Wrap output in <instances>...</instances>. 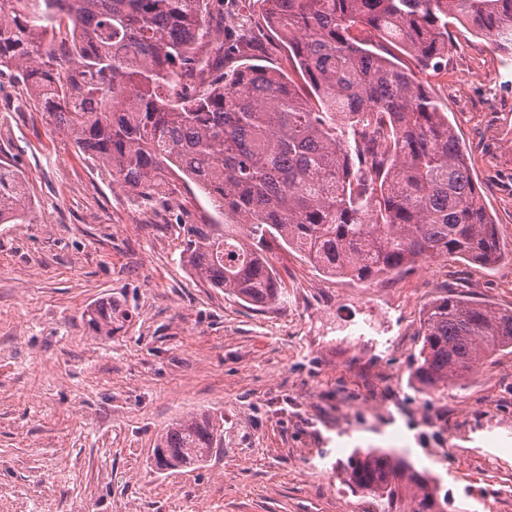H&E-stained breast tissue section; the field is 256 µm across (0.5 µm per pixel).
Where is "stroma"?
<instances>
[{
    "instance_id": "1",
    "label": "stroma",
    "mask_w": 512,
    "mask_h": 512,
    "mask_svg": "<svg viewBox=\"0 0 512 512\" xmlns=\"http://www.w3.org/2000/svg\"><path fill=\"white\" fill-rule=\"evenodd\" d=\"M265 8L210 5L246 24L232 65L292 74ZM419 78L471 158L503 259L434 256L362 283L277 249L288 300L258 312L181 261L180 225L218 219L193 182L132 200L0 72V164L33 203L30 223L0 224V512H367L378 498L336 470L355 448L398 449L465 512H512V348L440 399L410 379L431 300L512 308V55L457 26L447 70ZM108 298L129 320L97 336L82 313ZM201 412L223 416V448L158 471L157 433Z\"/></svg>"
}]
</instances>
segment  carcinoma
<instances>
[{"mask_svg": "<svg viewBox=\"0 0 512 512\" xmlns=\"http://www.w3.org/2000/svg\"><path fill=\"white\" fill-rule=\"evenodd\" d=\"M266 2L302 90L258 65L224 71L222 40L199 48L209 0H6L0 68L21 71L56 128L133 195L175 173L195 183L224 223L181 225V257L200 281L256 310L282 302L276 246L360 282L426 256L498 261L497 224L417 72L447 67L453 20L512 52V0ZM31 212L17 171L0 165V224ZM127 318L112 300L82 314L97 336ZM421 342L411 381L443 396L512 348V310L436 298ZM223 436L221 416L179 418L157 436L152 462L195 469ZM337 467L399 512H448L436 478L393 450L355 448Z\"/></svg>", "mask_w": 512, "mask_h": 512, "instance_id": "1", "label": "carcinoma"}]
</instances>
